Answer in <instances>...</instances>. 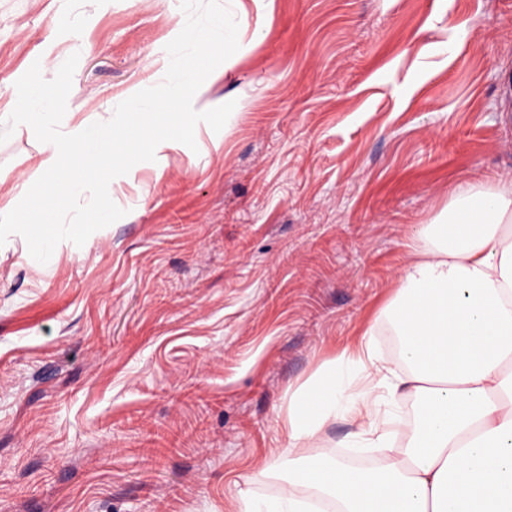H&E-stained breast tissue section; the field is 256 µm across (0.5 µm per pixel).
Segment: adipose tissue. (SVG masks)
Listing matches in <instances>:
<instances>
[{"label":"adipose tissue","mask_w":512,"mask_h":512,"mask_svg":"<svg viewBox=\"0 0 512 512\" xmlns=\"http://www.w3.org/2000/svg\"><path fill=\"white\" fill-rule=\"evenodd\" d=\"M411 255L379 311L399 366L367 336L296 387L288 446L267 469L302 466L275 499L241 492L238 512H512V182L459 186ZM339 416L374 466L327 452Z\"/></svg>","instance_id":"ef3b65f1"}]
</instances>
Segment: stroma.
Wrapping results in <instances>:
<instances>
[{"label": "stroma", "mask_w": 512, "mask_h": 512, "mask_svg": "<svg viewBox=\"0 0 512 512\" xmlns=\"http://www.w3.org/2000/svg\"><path fill=\"white\" fill-rule=\"evenodd\" d=\"M241 56L193 98L235 108L109 186L123 218L47 263L0 246V512H236L275 498L288 388L375 330L420 225L512 180V0H221ZM180 0H0L16 81L79 61L71 134L162 82ZM48 144L0 143V215Z\"/></svg>", "instance_id": "35a3bbf8"}]
</instances>
